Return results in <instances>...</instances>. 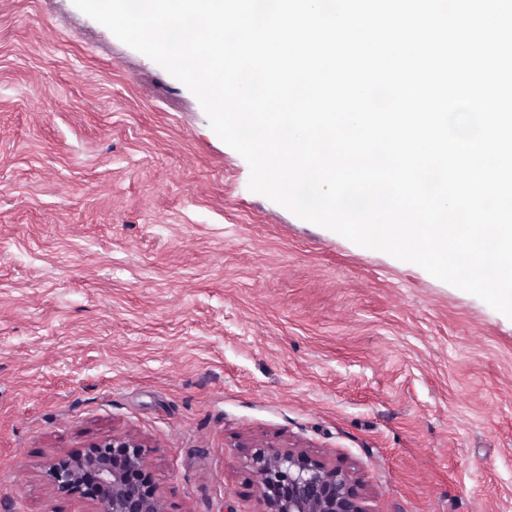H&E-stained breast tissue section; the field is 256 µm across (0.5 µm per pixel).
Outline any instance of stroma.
Listing matches in <instances>:
<instances>
[{
  "label": "stroma",
  "instance_id": "obj_1",
  "mask_svg": "<svg viewBox=\"0 0 512 512\" xmlns=\"http://www.w3.org/2000/svg\"><path fill=\"white\" fill-rule=\"evenodd\" d=\"M249 178L73 0H0V512H95L43 465L124 433L169 512H258L259 447L368 512H512V319Z\"/></svg>",
  "mask_w": 512,
  "mask_h": 512
}]
</instances>
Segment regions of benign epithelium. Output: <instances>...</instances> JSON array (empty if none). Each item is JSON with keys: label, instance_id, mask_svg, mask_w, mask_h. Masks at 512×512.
I'll return each instance as SVG.
<instances>
[{"label": "benign epithelium", "instance_id": "obj_1", "mask_svg": "<svg viewBox=\"0 0 512 512\" xmlns=\"http://www.w3.org/2000/svg\"><path fill=\"white\" fill-rule=\"evenodd\" d=\"M150 449L129 434L97 439L85 448L50 459L43 473L66 493L92 480L97 512H166L147 473ZM263 502L261 512H366L352 474L308 460L304 454L258 448L249 460Z\"/></svg>", "mask_w": 512, "mask_h": 512}]
</instances>
